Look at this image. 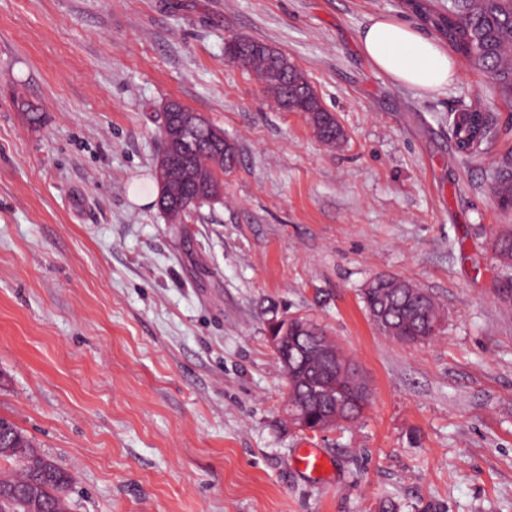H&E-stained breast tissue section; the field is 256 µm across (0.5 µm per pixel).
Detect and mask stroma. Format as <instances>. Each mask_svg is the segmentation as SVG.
<instances>
[{
  "mask_svg": "<svg viewBox=\"0 0 512 512\" xmlns=\"http://www.w3.org/2000/svg\"><path fill=\"white\" fill-rule=\"evenodd\" d=\"M381 16L433 35L396 0H0V416L75 475L71 512H512V271L490 235L512 226L491 190L512 107L461 60L437 92L395 83L359 45ZM239 35L288 56L343 144L226 57ZM172 99L239 154L179 224L132 190ZM478 100L497 132L465 158L449 118ZM377 276L438 300L436 336L375 327ZM275 313L355 362L356 421L289 424ZM305 448L327 477L296 469Z\"/></svg>",
  "mask_w": 512,
  "mask_h": 512,
  "instance_id": "stroma-1",
  "label": "stroma"
}]
</instances>
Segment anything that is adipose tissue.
<instances>
[{
    "instance_id": "adipose-tissue-1",
    "label": "adipose tissue",
    "mask_w": 512,
    "mask_h": 512,
    "mask_svg": "<svg viewBox=\"0 0 512 512\" xmlns=\"http://www.w3.org/2000/svg\"><path fill=\"white\" fill-rule=\"evenodd\" d=\"M360 45L392 80L426 93L447 86L455 74L445 48L388 17L371 19L360 33Z\"/></svg>"
}]
</instances>
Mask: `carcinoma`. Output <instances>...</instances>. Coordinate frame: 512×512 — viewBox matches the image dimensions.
Returning <instances> with one entry per match:
<instances>
[{
  "mask_svg": "<svg viewBox=\"0 0 512 512\" xmlns=\"http://www.w3.org/2000/svg\"><path fill=\"white\" fill-rule=\"evenodd\" d=\"M402 9L445 41L463 61L492 80L496 92L512 103V0H405ZM227 57L251 68L264 88L289 112H300L315 135L325 144L336 146L344 133L335 116L288 57L265 43L244 39L240 48L231 42ZM477 109L468 107L461 120L451 128L461 139L470 135ZM220 129L201 120L182 140H170L166 151L172 164L165 177L171 194L161 210L170 223L180 224L187 212L210 202L217 193L224 172L238 162L233 144L225 143ZM492 190L502 207L512 205V153L493 169ZM496 256L502 267L512 269V229L492 233ZM366 311L378 315L377 328L388 336H399L408 343H422L434 336L442 322L436 299L407 280L377 277L362 289ZM305 326L302 345L309 346L325 336L315 321L300 317ZM291 398L306 403L309 428L356 419L368 401L367 394L353 391L351 406H328L315 400L307 387L288 383ZM8 428L0 458L10 459L15 469L0 472V512H70L67 490L75 477L46 458L22 429L8 418L0 417Z\"/></svg>",
  "mask_w": 512,
  "mask_h": 512,
  "instance_id": "cac0c4a2",
  "label": "carcinoma"
}]
</instances>
